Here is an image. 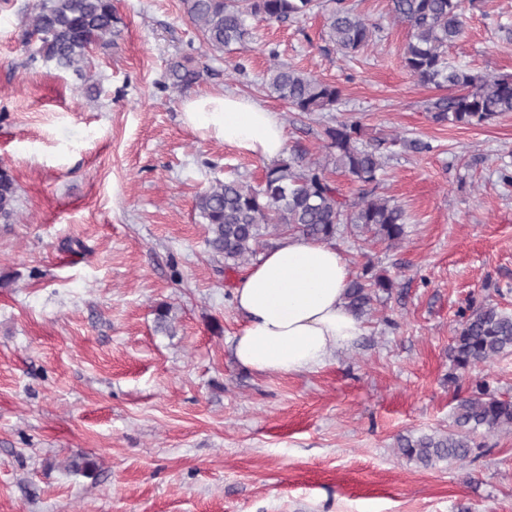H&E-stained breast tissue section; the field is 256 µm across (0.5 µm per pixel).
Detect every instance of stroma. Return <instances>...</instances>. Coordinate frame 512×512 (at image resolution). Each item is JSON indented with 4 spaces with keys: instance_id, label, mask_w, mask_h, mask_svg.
<instances>
[{
    "instance_id": "stroma-1",
    "label": "stroma",
    "mask_w": 512,
    "mask_h": 512,
    "mask_svg": "<svg viewBox=\"0 0 512 512\" xmlns=\"http://www.w3.org/2000/svg\"><path fill=\"white\" fill-rule=\"evenodd\" d=\"M32 2L0 0V165L20 187L17 221L0 224V512H512V434L481 435L472 463L397 453L399 437L446 430L479 380L512 396V355L448 381L458 310L512 307V113L434 123L442 91L405 68L388 0H350L381 26L353 57L318 14L253 23L246 51L211 54L179 0H115L124 26L93 52L97 97L30 60ZM180 57L203 72L195 91L277 112L288 150L325 157L324 127L351 118L382 140L380 190L404 208L406 238L335 244L394 288L320 369L258 375L234 359L237 274L208 248L195 197L217 178L258 183L267 163L182 123L183 97L164 87ZM275 59L340 88L335 111L262 89ZM448 60L512 74V0H468ZM82 456L93 475L72 471Z\"/></svg>"
}]
</instances>
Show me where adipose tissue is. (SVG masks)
Wrapping results in <instances>:
<instances>
[{"label":"adipose tissue","mask_w":512,"mask_h":512,"mask_svg":"<svg viewBox=\"0 0 512 512\" xmlns=\"http://www.w3.org/2000/svg\"><path fill=\"white\" fill-rule=\"evenodd\" d=\"M186 126L263 160L284 156L288 134L277 113L252 98L205 93L181 105ZM353 271L326 241L280 238L238 280L233 302L242 325L232 342L236 362L260 374H295L325 366L361 336L346 306Z\"/></svg>","instance_id":"obj_1"}]
</instances>
